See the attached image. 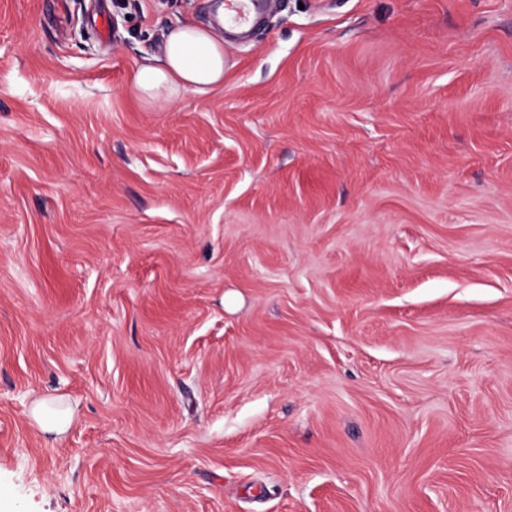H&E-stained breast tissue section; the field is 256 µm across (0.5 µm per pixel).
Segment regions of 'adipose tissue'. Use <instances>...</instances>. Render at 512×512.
<instances>
[{
  "label": "adipose tissue",
  "instance_id": "1",
  "mask_svg": "<svg viewBox=\"0 0 512 512\" xmlns=\"http://www.w3.org/2000/svg\"><path fill=\"white\" fill-rule=\"evenodd\" d=\"M224 30L192 20L169 30L159 51L133 70L131 88L142 106L176 104L186 93L208 95L224 87Z\"/></svg>",
  "mask_w": 512,
  "mask_h": 512
}]
</instances>
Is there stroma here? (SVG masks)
I'll return each mask as SVG.
<instances>
[{
  "label": "stroma",
  "mask_w": 512,
  "mask_h": 512,
  "mask_svg": "<svg viewBox=\"0 0 512 512\" xmlns=\"http://www.w3.org/2000/svg\"><path fill=\"white\" fill-rule=\"evenodd\" d=\"M213 8L0 0V512H512V0ZM252 7L254 0H227L219 9L218 28L193 20L171 28L159 51L131 74V88L141 105L149 109L171 106L189 92L204 96L223 89L224 8L235 12L230 20L242 27L249 22ZM31 415L38 425L58 435L65 433L71 424L70 412L59 405L57 398H37Z\"/></svg>",
  "instance_id": "obj_1"
}]
</instances>
